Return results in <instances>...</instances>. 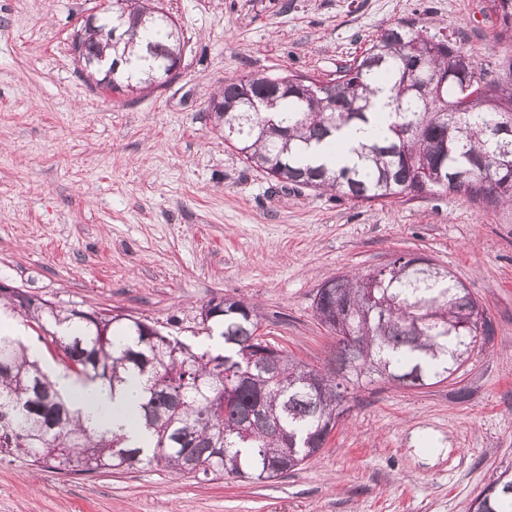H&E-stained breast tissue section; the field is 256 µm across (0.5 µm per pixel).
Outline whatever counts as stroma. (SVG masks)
Returning a JSON list of instances; mask_svg holds the SVG:
<instances>
[{"mask_svg":"<svg viewBox=\"0 0 512 512\" xmlns=\"http://www.w3.org/2000/svg\"><path fill=\"white\" fill-rule=\"evenodd\" d=\"M156 2L183 32L181 69L130 94L86 81L72 55L100 0H0V283L194 348L209 342L202 304L234 297L258 308L265 340L321 367L336 338L315 315L320 285L410 253L448 268L495 332L443 382L360 379L320 457L271 482L69 475L0 453V512H468L512 469V208L279 191L213 128L209 97L248 73L328 81L411 19L507 73L494 0Z\"/></svg>","mask_w":512,"mask_h":512,"instance_id":"1","label":"stroma"}]
</instances>
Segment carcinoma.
<instances>
[{
  "label": "carcinoma",
  "instance_id": "obj_1",
  "mask_svg": "<svg viewBox=\"0 0 512 512\" xmlns=\"http://www.w3.org/2000/svg\"><path fill=\"white\" fill-rule=\"evenodd\" d=\"M151 2L135 0L123 18L86 20L84 69L97 84L134 93L164 85L180 66L176 25ZM434 78L443 83L436 93L428 88ZM293 79L244 74L210 97L224 140L272 180L357 201L456 193L512 205V134L499 135L500 126L512 127V83L489 78L443 30L401 21L329 84ZM371 118L374 139L353 149V165H312L317 146ZM314 309L336 335L322 368L257 335L259 314L242 300L201 306L200 324H222L224 352L215 353L129 315L22 300L0 288V317L17 314L41 330L38 340L57 353L56 374L112 389L127 376L145 378L138 417L147 434L131 444L85 425L52 373L0 329V452L60 472L154 465L205 482H265L320 457L326 428L351 410L344 383L374 374L407 389L442 382L493 332L465 285L406 253L324 281ZM120 338L130 344L117 346ZM469 512H512V477L503 473L480 491Z\"/></svg>",
  "mask_w": 512,
  "mask_h": 512
}]
</instances>
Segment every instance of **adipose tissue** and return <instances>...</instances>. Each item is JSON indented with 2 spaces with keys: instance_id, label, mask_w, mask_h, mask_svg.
<instances>
[{
  "instance_id": "obj_1",
  "label": "adipose tissue",
  "mask_w": 512,
  "mask_h": 512,
  "mask_svg": "<svg viewBox=\"0 0 512 512\" xmlns=\"http://www.w3.org/2000/svg\"><path fill=\"white\" fill-rule=\"evenodd\" d=\"M57 387L70 399L86 424L107 428L135 442L142 441V428L133 417V411L141 400L138 384H123L110 389L93 384L78 385L61 377L57 380Z\"/></svg>"
}]
</instances>
